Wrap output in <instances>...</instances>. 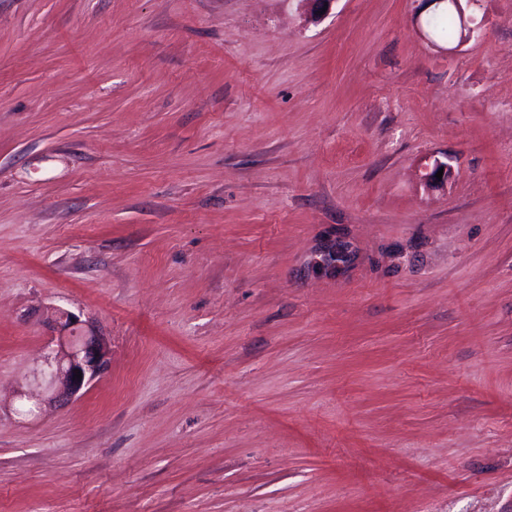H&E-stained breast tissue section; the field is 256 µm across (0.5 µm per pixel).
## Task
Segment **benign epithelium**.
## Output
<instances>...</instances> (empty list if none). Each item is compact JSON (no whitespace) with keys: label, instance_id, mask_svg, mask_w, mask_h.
<instances>
[{"label":"benign epithelium","instance_id":"7a95c632","mask_svg":"<svg viewBox=\"0 0 512 512\" xmlns=\"http://www.w3.org/2000/svg\"><path fill=\"white\" fill-rule=\"evenodd\" d=\"M457 11L461 20L460 41L469 40L479 29L474 19L466 15V9L476 6L481 0H444ZM442 178H436L438 171ZM448 164L438 159L425 167L424 179L430 184L448 181ZM49 327L57 333L51 340V350L43 365L34 372V383L42 389L43 395L30 407L36 412L44 402L66 403L87 389L107 366V345L104 337L92 328L84 327L81 316L66 310L52 316ZM81 371V378L75 371Z\"/></svg>","mask_w":512,"mask_h":512}]
</instances>
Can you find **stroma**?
<instances>
[{
	"instance_id": "stroma-1",
	"label": "stroma",
	"mask_w": 512,
	"mask_h": 512,
	"mask_svg": "<svg viewBox=\"0 0 512 512\" xmlns=\"http://www.w3.org/2000/svg\"><path fill=\"white\" fill-rule=\"evenodd\" d=\"M434 12L0 0V512H512V0ZM439 2H446L447 7L448 3H450L457 11L460 20H461V37L459 43L469 40L474 33L479 29V26H471L474 24V19L471 16L466 15V10L462 5V1L466 2V7L470 8L471 6H476L481 2V0H432ZM434 33L442 39L452 41L459 39L460 25L457 15L452 11H444L433 21ZM48 324L58 336H53L50 353L34 372V383L43 395L29 407L32 414L42 401L62 404L78 397L107 366L104 337L93 328L86 329L80 313L60 311ZM75 370L81 371V379L74 378Z\"/></svg>"
}]
</instances>
